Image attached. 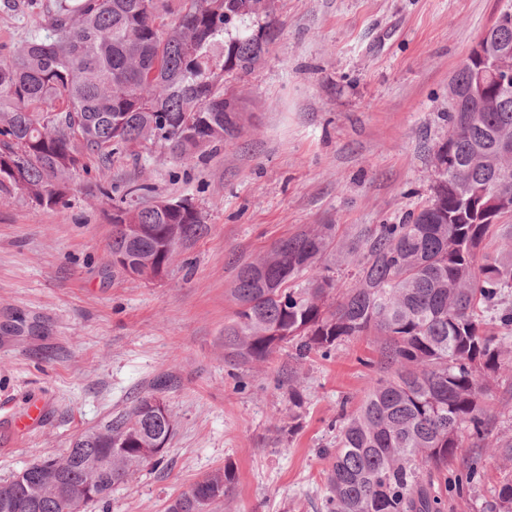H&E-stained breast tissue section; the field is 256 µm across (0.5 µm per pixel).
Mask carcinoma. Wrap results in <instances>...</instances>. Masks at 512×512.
<instances>
[{"instance_id": "cac0c4a2", "label": "carcinoma", "mask_w": 512, "mask_h": 512, "mask_svg": "<svg viewBox=\"0 0 512 512\" xmlns=\"http://www.w3.org/2000/svg\"><path fill=\"white\" fill-rule=\"evenodd\" d=\"M266 0H55L46 34L24 40L0 61V188L37 205H66L70 175L95 159L102 166L135 148L160 146L187 163L236 138L238 100L227 102V77L252 71L270 27ZM480 63L466 59L450 86L473 85ZM448 140L439 146V178L431 201L400 224H380L361 240L356 283L342 299L321 273L335 252V225L278 242L243 266L233 290L237 310L224 327V350L243 364L267 362L291 346L324 356L354 336L380 337L379 376L362 405L340 416L326 477V512H444L448 467L463 439L484 442L485 398L509 337L487 322L512 326V308L487 313L512 289V167L498 154L512 137V77L495 108L473 102L448 111ZM134 185L112 202V272L139 278L138 267H171L177 249L208 231L199 212L144 202ZM501 239L483 252L489 233ZM154 393L81 434L61 457L25 472L8 487L13 512H66L43 489V470L69 489L84 483L85 462L110 459L104 477L120 485L159 459L140 455L169 433L147 412ZM229 469L197 482L168 512H209L224 497ZM492 512H512V479Z\"/></svg>"}]
</instances>
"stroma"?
<instances>
[{"instance_id": "obj_1", "label": "stroma", "mask_w": 512, "mask_h": 512, "mask_svg": "<svg viewBox=\"0 0 512 512\" xmlns=\"http://www.w3.org/2000/svg\"><path fill=\"white\" fill-rule=\"evenodd\" d=\"M51 0H0V59L45 22ZM501 0H276L268 50L230 76L242 128L204 159L160 148L72 176L67 204L45 208L0 189V480L49 456L165 380L174 435L157 466L88 512H167L202 477L232 465L211 512H322L340 409L354 411L378 359L377 337L342 341L330 357L261 365L224 351L244 264L279 240L332 224L335 277L351 288L345 248L396 224L433 194L435 152L448 138V85ZM147 183L190 198L208 232L181 249L167 278L112 273V207L98 186ZM301 394L293 403L290 389ZM489 399L493 437L512 438V363ZM46 422L7 423L32 404ZM480 480L448 493L447 512H487L512 477V456L464 442L451 473Z\"/></svg>"}]
</instances>
